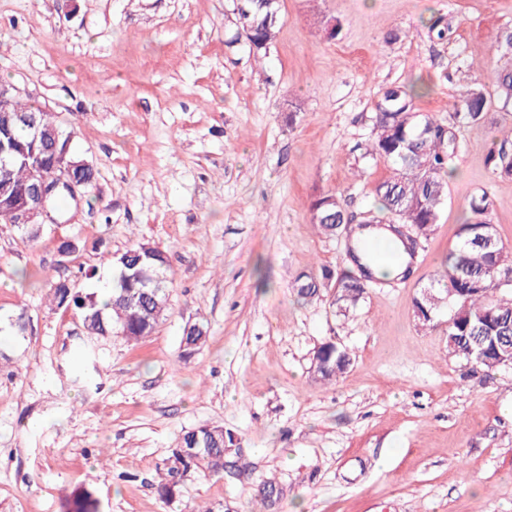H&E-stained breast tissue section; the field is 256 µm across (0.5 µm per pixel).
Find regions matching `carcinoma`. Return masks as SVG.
I'll return each instance as SVG.
<instances>
[{"instance_id":"carcinoma-1","label":"carcinoma","mask_w":512,"mask_h":512,"mask_svg":"<svg viewBox=\"0 0 512 512\" xmlns=\"http://www.w3.org/2000/svg\"><path fill=\"white\" fill-rule=\"evenodd\" d=\"M234 15L236 35L245 39L253 55H266L277 38L279 3L241 0ZM492 81L501 108L512 107V66L497 70ZM426 93V87L416 84L387 87L372 116V138L366 151L394 165L393 175L375 187L381 210L391 215L393 223L408 224L416 236L424 238L434 231L440 207L448 196L450 164L458 148L455 128L486 121L489 108L484 88L477 87L462 100L460 110L444 121L417 109L415 100ZM13 108L34 114L48 133L59 125L54 113L40 109L31 100L18 96ZM10 134L15 154L36 148L50 156V144H33L25 125L11 124ZM488 160L495 173L512 177V148H507V142L490 150ZM67 174L85 183L89 190L97 181V170L91 164L68 172L49 161L41 170V176L49 182ZM0 183L9 185L8 191L0 193V217L10 219L13 197L29 185L30 171L14 164L0 175ZM490 209L491 201L485 193L471 200L469 217L460 224L457 243L448 253L445 275L437 280L450 310L448 354L487 370L512 365V284H508L512 281V251L500 240L489 218ZM350 221L345 201L336 195L321 196L312 204L311 223L328 237L339 235ZM349 252L359 274L346 271L336 279L334 304L341 311L356 304L368 282L377 280L355 254L354 246H349ZM170 269L165 250L137 243L117 258L107 297L95 293L83 296L60 280L51 288L52 301L59 308L74 310L91 336L105 338L116 333L137 340L150 335L167 310ZM413 306L421 311L418 320L422 324L433 322L437 303L429 302L424 295L414 299ZM205 340L203 326L184 328V354H193ZM315 357V373L323 381L341 375L351 364L350 353L331 341L323 343ZM231 444L232 435L222 426L184 431L165 459L162 494H172L185 477L196 472L205 477L224 476V451ZM69 512H98L97 500L87 490L76 492Z\"/></svg>"}]
</instances>
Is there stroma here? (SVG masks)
Returning a JSON list of instances; mask_svg holds the SVG:
<instances>
[{
  "mask_svg": "<svg viewBox=\"0 0 512 512\" xmlns=\"http://www.w3.org/2000/svg\"><path fill=\"white\" fill-rule=\"evenodd\" d=\"M233 9L0 0V80L75 126L98 171L35 243L0 225V512H68L80 489L98 512H512V366L450 356L447 303L427 328L413 308L473 196L488 194L512 248V177L487 163L512 114L495 104L458 129L448 199L409 274L347 311L334 303L345 242L310 222L326 194L359 218L377 209L393 165L365 149L384 88L425 84L418 107L439 119L476 85L493 95L512 0H280L260 60L234 41ZM67 239L78 249L64 255ZM137 242L171 255L167 311L137 341L87 337L51 286L101 291ZM194 323L207 338L186 357ZM330 340L352 363L323 383L311 363ZM204 424L233 433L226 458L248 469L191 475L162 498L163 460Z\"/></svg>",
  "mask_w": 512,
  "mask_h": 512,
  "instance_id": "1",
  "label": "stroma"
}]
</instances>
